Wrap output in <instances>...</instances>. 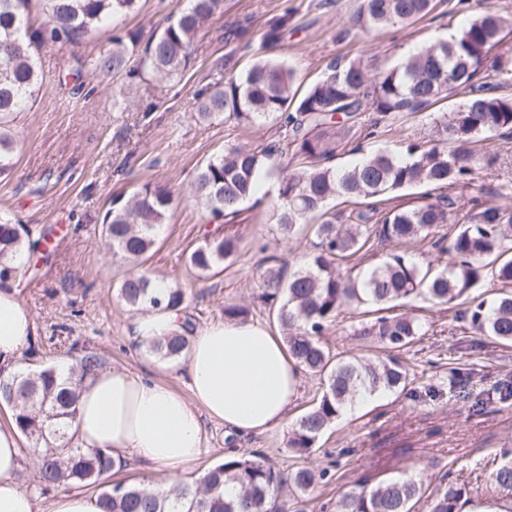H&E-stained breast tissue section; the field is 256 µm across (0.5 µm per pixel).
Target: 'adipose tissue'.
Segmentation results:
<instances>
[{"label": "adipose tissue", "instance_id": "adipose-tissue-1", "mask_svg": "<svg viewBox=\"0 0 512 512\" xmlns=\"http://www.w3.org/2000/svg\"><path fill=\"white\" fill-rule=\"evenodd\" d=\"M34 322L17 289L0 287V364L13 361ZM190 397L147 374L101 368L78 387L72 431L84 448L111 450L153 467L157 489L180 480L202 448V417L239 434L283 425L299 374L281 339L264 325L224 321L196 332L187 355ZM24 453L13 425H0V512H99L97 500L66 493L41 501L18 481Z\"/></svg>", "mask_w": 512, "mask_h": 512}]
</instances>
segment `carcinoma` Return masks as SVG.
I'll return each mask as SVG.
<instances>
[{"label": "carcinoma", "mask_w": 512, "mask_h": 512, "mask_svg": "<svg viewBox=\"0 0 512 512\" xmlns=\"http://www.w3.org/2000/svg\"><path fill=\"white\" fill-rule=\"evenodd\" d=\"M45 22L30 27L34 0H0V174L13 167L17 141L7 130L11 117L33 96L40 75L33 49L38 44L64 47L107 28L112 21L139 9L140 0H40ZM188 5L146 43L128 31L112 36V48L95 58L101 77L139 86L183 74L190 63L196 36L224 14V0H187ZM433 0H361L350 23L362 30L410 24L433 11ZM290 26L284 13L269 19L256 59L240 75L196 92L197 115L203 120L223 117L239 124L273 121L291 128L294 153L302 166L278 170V196L273 219L278 232L291 237L300 225L317 238L315 250L294 264L276 255L258 266L261 299L284 334L288 355L297 368L318 376L323 390L297 420L288 439L293 456L304 458L317 439L361 396L405 389L408 370L395 357L373 354L338 357L319 339L325 327L345 307H373L381 313L360 335L380 348L401 351L421 330L418 320L393 314L398 305L416 299L433 304L467 305L470 325L500 345L512 344V205L493 203L475 189L480 156L475 145L512 139V96L497 90L512 83V17L491 8L467 19L458 31L428 48L408 54L396 65L371 75L352 60L328 67L305 89L295 86L294 69L283 59L265 56ZM446 112L433 119L428 140L407 139L404 150H356L354 163L332 164L335 148L313 130L337 113L350 118L371 112L372 130L354 131L342 124L347 137L374 134L373 128L395 116L429 112L440 102ZM272 151L226 146L202 164L192 183L193 197L214 229L188 254V264L201 278L217 275L224 262L237 257L242 236L232 230L243 205L254 201L259 183L273 174ZM418 189L416 201L397 204L399 193ZM452 189H467L458 196ZM342 199L357 209L334 212L329 204ZM169 192L149 183L128 198L116 197L102 218V234L113 255L128 266L118 288L126 306H146L182 313L186 293L168 283L154 289L155 279L144 268L172 206ZM446 224L453 233L439 234ZM377 238L390 245L384 259L358 271L343 267L370 250ZM432 240L448 265L417 264L405 246ZM40 240L21 224L0 219V285L26 275L32 268L17 254L37 252ZM504 291L492 299L477 293L486 281ZM186 333H175L149 346L153 355L169 361L185 357ZM101 366L100 357L86 352L75 358L68 375L54 366L36 372L0 369V403L30 442L38 458L39 482L45 486L77 485L98 490L103 512H296L304 496L326 472L311 467L275 468L261 454L228 455L195 481L176 482L159 492L153 484L117 480L104 483L106 473L123 464L112 452L83 448L72 442L69 428L76 416L77 381ZM500 498L512 500V458L492 473ZM429 512H463L466 489L439 481L425 487L413 476L384 480L371 488L350 487L336 501V512H416L420 501Z\"/></svg>", "instance_id": "obj_1"}]
</instances>
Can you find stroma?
<instances>
[{"label":"stroma","mask_w":512,"mask_h":512,"mask_svg":"<svg viewBox=\"0 0 512 512\" xmlns=\"http://www.w3.org/2000/svg\"><path fill=\"white\" fill-rule=\"evenodd\" d=\"M360 3L224 0L223 16L197 36L181 80L140 85L126 107L117 102L120 80L91 73L78 85L67 77L78 64L91 62L110 47L111 33L90 35L74 47L36 49L42 87L33 106L17 116L21 144L15 165L0 175V216L23 224L32 236L47 234L49 241V256L39 261L37 273L12 283L34 321L32 340L39 353L31 359L33 367L70 363L89 350L104 366L152 373L189 396L184 366L152 357L135 338L136 314L117 293L126 267L101 233L102 216L113 197L131 195L146 183L167 189L174 199L147 264L156 275L185 288L186 314L194 328L223 321L225 305L236 303L249 307V321L279 332L258 299L256 268L271 254L297 260L312 251L314 239L303 228L291 238L280 236L272 219L273 181L260 186L261 207L247 208L242 216L243 242L232 264L218 275L201 278L187 262L189 248L208 228L190 186L197 168L211 155L228 145L255 150L272 146L276 163L292 169L300 164L287 132L278 126L197 117L196 91L228 77L218 59L234 54L240 69H247L266 22L286 13L292 24L270 55L287 59L297 83L305 86L334 61L356 59L372 70L394 65L455 31L483 7L512 15V0H436L434 12L413 24L365 33L347 24ZM185 4L141 0L138 11L119 19L118 25L147 35ZM240 23L249 25L250 40L227 37V29ZM432 130L427 114H402L378 126L365 146L394 149L407 137H423ZM406 311L423 324L421 334L400 354L411 384L362 405L320 436L307 463L327 470L328 476L307 494L304 512H333L339 494L354 484L373 485L410 474L430 486L444 477L465 486L471 496L496 498L490 474L504 453H512V398H494L483 410H470L451 377L467 375L475 394L512 381V345L486 343L454 305L420 299ZM369 319L363 310L344 309L320 341L333 352L358 354L364 346L359 329ZM321 392L318 377L301 373L287 424L257 435L229 434L219 422L204 420L201 454L186 469L185 479L198 477L231 452L262 454L278 468L293 464L288 451L291 425Z\"/></svg>","instance_id":"35a3bbf8"}]
</instances>
